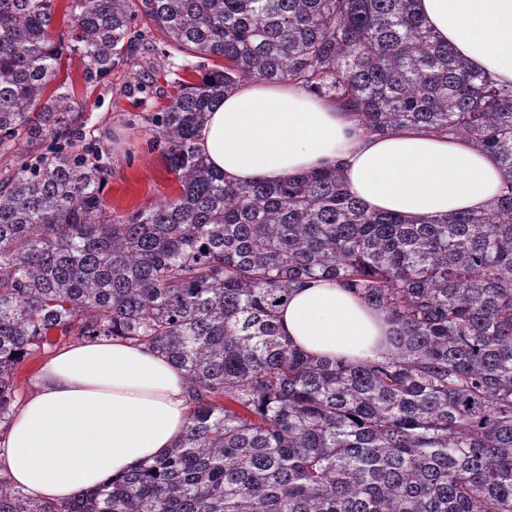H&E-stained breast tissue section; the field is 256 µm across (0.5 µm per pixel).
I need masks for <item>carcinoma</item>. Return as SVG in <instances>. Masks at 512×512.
<instances>
[{"mask_svg":"<svg viewBox=\"0 0 512 512\" xmlns=\"http://www.w3.org/2000/svg\"><path fill=\"white\" fill-rule=\"evenodd\" d=\"M0 0V429L15 367L64 341L165 355L192 395L161 457L65 503L0 480V512H512V84L442 42L417 0ZM221 60L151 116L173 199L106 216L108 166L59 79ZM288 81L368 134L415 127L493 156L483 211L373 212L339 166L232 183L196 142L224 94ZM331 279L386 316L381 360L311 357L280 334L293 289Z\"/></svg>","mask_w":512,"mask_h":512,"instance_id":"obj_1","label":"carcinoma"}]
</instances>
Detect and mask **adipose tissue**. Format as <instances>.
I'll return each instance as SVG.
<instances>
[{"label": "adipose tissue", "instance_id": "obj_1", "mask_svg": "<svg viewBox=\"0 0 512 512\" xmlns=\"http://www.w3.org/2000/svg\"><path fill=\"white\" fill-rule=\"evenodd\" d=\"M419 8L474 68L512 83V0H419ZM198 140L228 180H285L337 164L370 209L412 219L482 209L501 183L495 161L464 141L418 128L364 134L329 99L288 82L251 83L221 99ZM280 327L315 357L387 351L384 314L332 280L295 289ZM190 404L182 372L144 346L104 337L62 346L0 434V473L34 498L67 501L172 447Z\"/></svg>", "mask_w": 512, "mask_h": 512}]
</instances>
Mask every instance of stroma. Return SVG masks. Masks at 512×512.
<instances>
[{
	"label": "stroma",
	"mask_w": 512,
	"mask_h": 512,
	"mask_svg": "<svg viewBox=\"0 0 512 512\" xmlns=\"http://www.w3.org/2000/svg\"><path fill=\"white\" fill-rule=\"evenodd\" d=\"M195 58L155 59L151 93L141 92L128 72L113 73L109 82L89 85L82 79L78 56L65 58L62 75L72 84L88 128L101 133L100 145L110 163L105 187L109 215L144 209L175 196L178 184L167 170L160 151L150 150L154 128L150 113L165 104L173 82L198 81L202 71Z\"/></svg>",
	"instance_id": "1"
}]
</instances>
